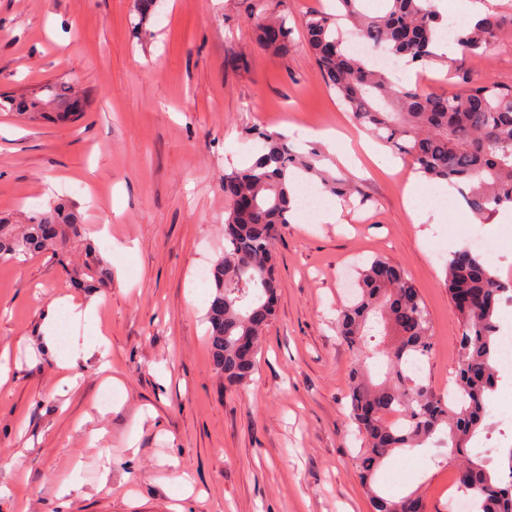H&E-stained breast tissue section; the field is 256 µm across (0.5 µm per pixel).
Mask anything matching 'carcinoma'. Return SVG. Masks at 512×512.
I'll return each instance as SVG.
<instances>
[{
	"instance_id": "1",
	"label": "carcinoma",
	"mask_w": 512,
	"mask_h": 512,
	"mask_svg": "<svg viewBox=\"0 0 512 512\" xmlns=\"http://www.w3.org/2000/svg\"><path fill=\"white\" fill-rule=\"evenodd\" d=\"M337 2L336 14L307 16L306 36L326 86L358 124L380 144L410 157L422 178L458 190L477 217L512 209V83L463 76L461 89L452 93L404 85L369 58L350 53L340 21L351 23L375 48L408 65H425L437 58L434 49L444 25L432 0H384L372 15L364 0ZM289 36L279 18L259 23L260 43L267 50L287 49ZM511 37L512 15L492 12L461 27L454 45L460 54L473 56ZM2 110L30 121L75 123L83 115L81 101L71 98V88L62 80L21 95L0 93ZM252 137L260 143L259 156L242 170L224 173L222 189L229 203L224 255L210 269L212 292L205 315L214 366L231 385L255 374L262 332L275 317L280 282L274 246L289 223L294 185L306 174L321 177L329 193L356 191L354 185L322 175L281 136L255 128ZM82 238L77 215L56 205L24 224L0 221V260L62 256L71 285L88 291L104 288L112 282V269ZM445 270L450 299L461 291L472 298V304L456 307L463 330L456 389L449 398L408 371L410 362L429 358L432 333L426 305L400 266L373 259L358 273L352 298L336 318L337 336L354 362L349 419L362 440L358 464L370 512H425L421 495L385 496L374 489V477L392 452L422 446L440 432L448 434L451 455L459 459L457 485L473 499L476 512H512V448L496 473L468 448L482 430L499 380V315L502 305L512 301V289L470 248L450 254ZM374 330L385 340L372 347ZM370 354L387 365V378L380 384L359 365Z\"/></svg>"
}]
</instances>
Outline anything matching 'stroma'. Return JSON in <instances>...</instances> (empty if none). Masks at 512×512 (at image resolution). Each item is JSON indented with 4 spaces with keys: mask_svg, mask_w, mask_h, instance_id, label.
Instances as JSON below:
<instances>
[{
    "mask_svg": "<svg viewBox=\"0 0 512 512\" xmlns=\"http://www.w3.org/2000/svg\"><path fill=\"white\" fill-rule=\"evenodd\" d=\"M135 0H0V92L65 77L84 99L76 123L28 124L0 112V217L20 222L64 203L112 266L111 288L68 286L49 255L0 261V512H369L348 419L351 354L335 332L357 268L382 257L402 266L430 314L433 353L424 376L454 391L460 319L443 256L465 246L464 225L497 239L494 268L512 282V238L477 221L446 184L391 173L348 150L367 133L317 70L303 28L333 0H158L149 34L137 33ZM283 15L291 45L260 46L257 26ZM428 92L456 90L461 74L512 82V48L455 55L426 67L396 65ZM261 127L330 176L351 179L336 223L294 208L275 245L281 283L250 383L228 386L205 341L209 291L196 278L224 253L226 170L246 167ZM337 136L335 150L316 140ZM72 295L99 305V328L121 387L107 388L99 356L77 367L79 387L61 394L59 353L86 333L65 310L48 348L50 304ZM110 404H103L104 392ZM446 440L394 452L375 487L413 459L404 487L428 512H448V470L434 456ZM192 478L191 493L175 473Z\"/></svg>",
    "mask_w": 512,
    "mask_h": 512,
    "instance_id": "1",
    "label": "stroma"
}]
</instances>
